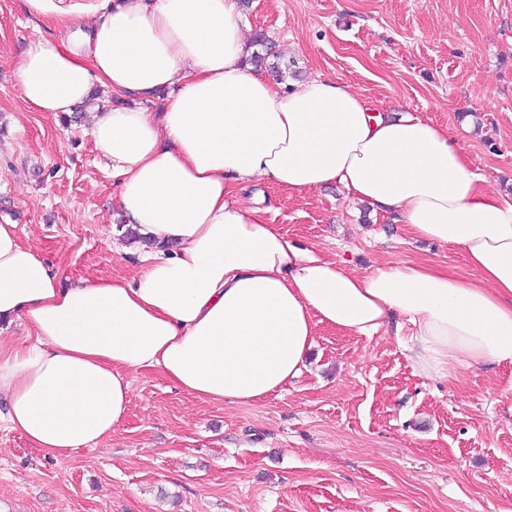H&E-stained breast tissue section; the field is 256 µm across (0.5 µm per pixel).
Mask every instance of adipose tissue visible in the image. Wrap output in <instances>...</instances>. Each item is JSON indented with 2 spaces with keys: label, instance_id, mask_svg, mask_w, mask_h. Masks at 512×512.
<instances>
[{
  "label": "adipose tissue",
  "instance_id": "obj_1",
  "mask_svg": "<svg viewBox=\"0 0 512 512\" xmlns=\"http://www.w3.org/2000/svg\"><path fill=\"white\" fill-rule=\"evenodd\" d=\"M57 35L7 66L27 105L82 110L136 231L131 277L61 284L18 224L0 223V424L60 458L111 436L128 375L249 405L285 389L318 328L370 337L410 324L416 375L512 365V200L489 192L447 127L386 115L317 77L289 88L246 63L239 0H25ZM168 91L161 111L133 105ZM341 187L472 271L383 263L365 273L268 223L240 192Z\"/></svg>",
  "mask_w": 512,
  "mask_h": 512
}]
</instances>
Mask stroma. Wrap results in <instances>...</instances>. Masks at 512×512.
Returning a JSON list of instances; mask_svg holds the SVG:
<instances>
[{"instance_id":"obj_1","label":"stroma","mask_w":512,"mask_h":512,"mask_svg":"<svg viewBox=\"0 0 512 512\" xmlns=\"http://www.w3.org/2000/svg\"><path fill=\"white\" fill-rule=\"evenodd\" d=\"M294 78L330 77L386 112L443 125L491 190L512 197V0H242ZM24 0H0V67L54 38ZM84 119L36 112L0 78V216L72 279L134 275L118 186ZM266 218L358 272L455 249L407 235L336 186L268 182ZM407 332L319 328L299 378L251 405H212L156 371L131 373L111 438L53 458L0 427V512H512V365L417 376Z\"/></svg>"}]
</instances>
